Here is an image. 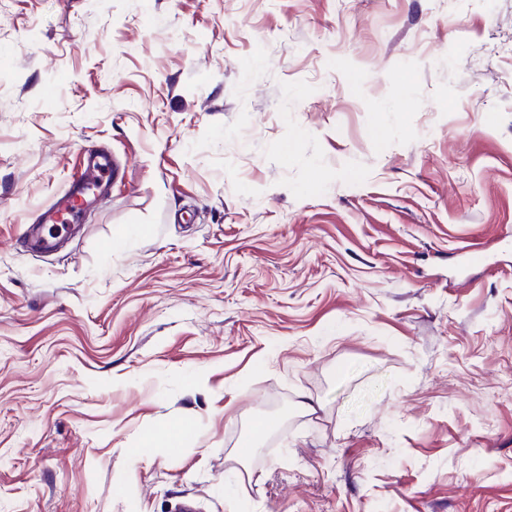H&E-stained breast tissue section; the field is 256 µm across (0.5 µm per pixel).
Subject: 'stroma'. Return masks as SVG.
<instances>
[{
	"label": "stroma",
	"mask_w": 512,
	"mask_h": 512,
	"mask_svg": "<svg viewBox=\"0 0 512 512\" xmlns=\"http://www.w3.org/2000/svg\"><path fill=\"white\" fill-rule=\"evenodd\" d=\"M186 502L512 512V0H0V512ZM93 150H87L91 154ZM97 156L91 154L86 167L81 168L76 179L68 191L46 213L45 221L50 224H73L78 221L84 212V207L101 190L108 169L96 160Z\"/></svg>",
	"instance_id": "obj_1"
}]
</instances>
